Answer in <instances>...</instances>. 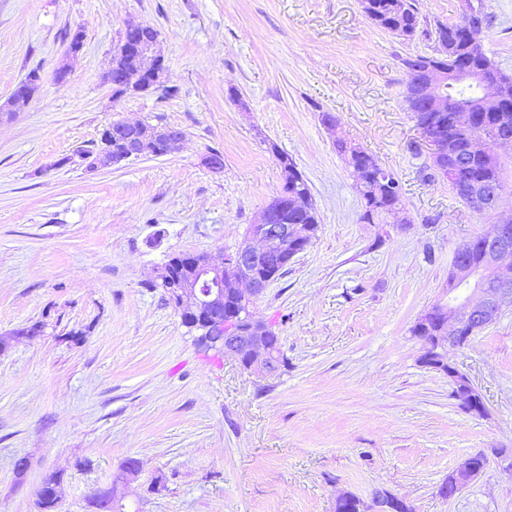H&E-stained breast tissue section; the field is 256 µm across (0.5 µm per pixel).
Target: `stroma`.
I'll return each instance as SVG.
<instances>
[{
  "mask_svg": "<svg viewBox=\"0 0 512 512\" xmlns=\"http://www.w3.org/2000/svg\"><path fill=\"white\" fill-rule=\"evenodd\" d=\"M482 3L483 46L512 75V0ZM130 24L159 32L173 94L118 98L105 82ZM435 49L376 27L362 0H0V103L38 76L27 105L0 112V512H41L52 476L55 512H99L130 458L124 512H334L341 494L378 491L412 512H512V472L492 455L512 448V308L447 354L481 416L411 334L447 302L458 246L497 221L434 176L406 109L402 61ZM119 120L185 139L90 170L84 150ZM340 140L398 177L399 214L362 221ZM273 144L321 224L253 300L288 359L257 375L200 346L157 271L242 241L283 184ZM477 454L484 472L443 496Z\"/></svg>",
  "mask_w": 512,
  "mask_h": 512,
  "instance_id": "stroma-1",
  "label": "stroma"
}]
</instances>
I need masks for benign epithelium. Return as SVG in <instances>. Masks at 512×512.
Wrapping results in <instances>:
<instances>
[{"instance_id": "obj_1", "label": "benign epithelium", "mask_w": 512, "mask_h": 512, "mask_svg": "<svg viewBox=\"0 0 512 512\" xmlns=\"http://www.w3.org/2000/svg\"><path fill=\"white\" fill-rule=\"evenodd\" d=\"M137 25L125 28L124 38L117 52L129 57L130 70L111 69L108 82L114 88L159 89L163 86V58L158 50L159 38L136 41L129 34ZM448 70L441 66L428 69L421 86V95L434 110L448 113V128L452 129L468 117L466 112H453L452 102L439 96L437 89L445 82ZM512 79L503 74L482 75V105L495 103L509 91ZM151 136L166 144L165 153L179 148L183 133L167 125H157ZM496 157L486 138L470 140L462 161L470 158L488 160ZM475 213L503 211L504 187L493 185L475 192L465 184L450 183ZM307 236L302 224H274L270 212L264 211L251 225L245 239L224 256L220 265L213 264L204 255H193L185 272L179 277L164 268L160 273L175 307L186 316L189 327L201 332L198 341L226 357L246 361L247 369L257 374H272L278 360L265 342L263 333L268 327L255 320L250 311L251 297L261 293L275 274L269 266L273 260L283 264L307 248ZM482 258L479 265L465 256V245H460L453 256L448 272V303L429 309L419 319L421 328L417 339L421 343L422 361L435 368L445 365L443 353L448 347H459L490 324L504 309L512 307V212L496 224L495 232L481 237ZM454 378L457 400L470 412H485L482 398L469 379L453 368H447ZM486 466V458L465 463L448 476L445 491L453 495L476 477ZM393 495L380 491L372 499V512H393Z\"/></svg>"}]
</instances>
